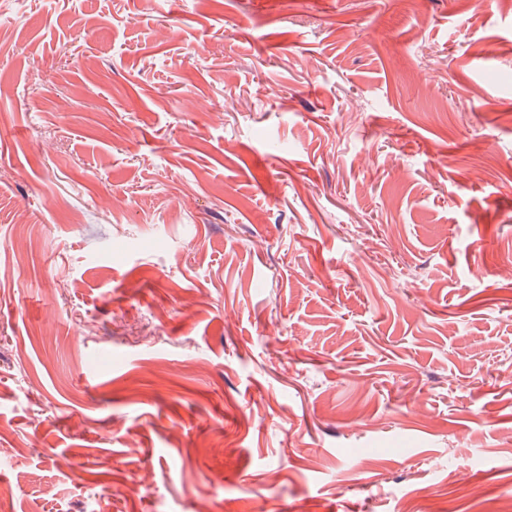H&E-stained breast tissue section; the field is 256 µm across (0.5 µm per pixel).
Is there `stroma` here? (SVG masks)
<instances>
[{"mask_svg":"<svg viewBox=\"0 0 512 512\" xmlns=\"http://www.w3.org/2000/svg\"><path fill=\"white\" fill-rule=\"evenodd\" d=\"M17 512H512V0H0Z\"/></svg>","mask_w":512,"mask_h":512,"instance_id":"1","label":"stroma"}]
</instances>
